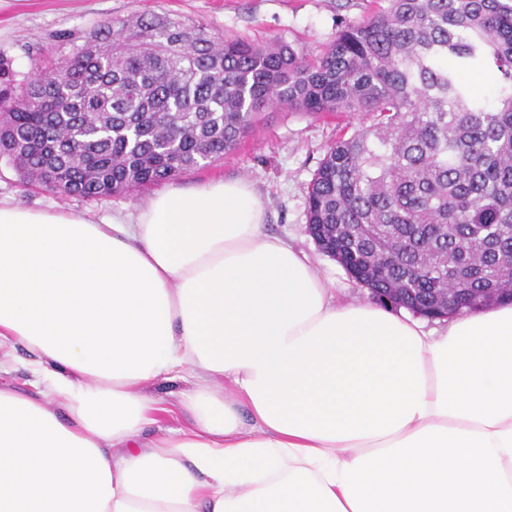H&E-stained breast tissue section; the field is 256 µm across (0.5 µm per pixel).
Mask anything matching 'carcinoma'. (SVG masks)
Listing matches in <instances>:
<instances>
[{"label":"carcinoma","instance_id":"1","mask_svg":"<svg viewBox=\"0 0 512 512\" xmlns=\"http://www.w3.org/2000/svg\"><path fill=\"white\" fill-rule=\"evenodd\" d=\"M309 60L136 13L16 83L0 59V158L98 199L221 159L264 112L369 114L326 150L307 197L321 249L380 301L438 313L451 288L512 300V0H384ZM492 70L493 97L469 76Z\"/></svg>","mask_w":512,"mask_h":512}]
</instances>
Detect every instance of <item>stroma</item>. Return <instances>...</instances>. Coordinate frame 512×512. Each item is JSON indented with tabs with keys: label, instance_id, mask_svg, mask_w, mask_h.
Here are the masks:
<instances>
[{
	"label": "stroma",
	"instance_id": "stroma-1",
	"mask_svg": "<svg viewBox=\"0 0 512 512\" xmlns=\"http://www.w3.org/2000/svg\"><path fill=\"white\" fill-rule=\"evenodd\" d=\"M377 0H0V57L9 60L16 80L38 67L64 59L105 22L135 12L166 13L187 22L201 21L219 35L253 42L288 43L307 58L322 54L339 19H363ZM359 118L344 114L311 116L268 112L224 158L175 178L191 188L224 179L252 183L263 199L266 229L304 253L326 281L346 299L365 300L344 268L325 255L306 232L308 186L328 145L359 128ZM151 194L143 189L97 200L68 198L25 183L13 165L0 158V203L34 209L65 208L99 219L134 215Z\"/></svg>",
	"mask_w": 512,
	"mask_h": 512
}]
</instances>
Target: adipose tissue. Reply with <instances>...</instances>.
I'll return each instance as SVG.
<instances>
[{"label":"adipose tissue","instance_id":"obj_1","mask_svg":"<svg viewBox=\"0 0 512 512\" xmlns=\"http://www.w3.org/2000/svg\"><path fill=\"white\" fill-rule=\"evenodd\" d=\"M4 342L0 512H512V303L434 335L337 301L246 181L0 205ZM10 350L12 351L13 357L7 367V373L4 371L0 373L1 382L6 380L16 387L32 390L30 386L31 377L26 368V364L31 358V355L20 345H16Z\"/></svg>","mask_w":512,"mask_h":512}]
</instances>
